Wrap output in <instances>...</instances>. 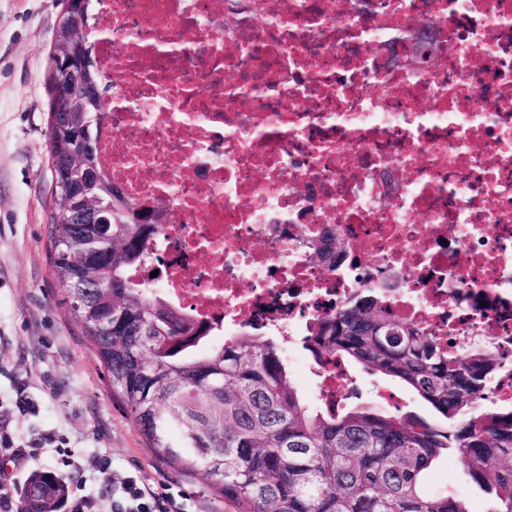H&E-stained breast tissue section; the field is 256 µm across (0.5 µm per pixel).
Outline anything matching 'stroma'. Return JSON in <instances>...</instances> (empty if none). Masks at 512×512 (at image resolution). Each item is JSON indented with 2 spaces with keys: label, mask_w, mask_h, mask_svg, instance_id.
I'll use <instances>...</instances> for the list:
<instances>
[{
  "label": "stroma",
  "mask_w": 512,
  "mask_h": 512,
  "mask_svg": "<svg viewBox=\"0 0 512 512\" xmlns=\"http://www.w3.org/2000/svg\"><path fill=\"white\" fill-rule=\"evenodd\" d=\"M61 0H0V421L17 444L55 435L66 441L95 512H115L121 481L132 477L158 494L175 497L183 512H238L220 487L148 448L124 407L112 397L83 329L69 313L53 272L49 224L55 207L49 166L46 71ZM368 393H396L404 412L435 420L431 407L397 380L363 374ZM34 404L18 412L16 388ZM109 455L108 473L88 466ZM61 474L54 448L34 458L0 457V480L28 479L35 469ZM427 492L488 503L453 458L427 472Z\"/></svg>",
  "instance_id": "obj_1"
}]
</instances>
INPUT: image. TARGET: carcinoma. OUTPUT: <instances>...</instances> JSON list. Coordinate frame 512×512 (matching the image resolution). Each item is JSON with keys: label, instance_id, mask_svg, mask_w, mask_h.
<instances>
[{"label": "carcinoma", "instance_id": "1", "mask_svg": "<svg viewBox=\"0 0 512 512\" xmlns=\"http://www.w3.org/2000/svg\"><path fill=\"white\" fill-rule=\"evenodd\" d=\"M97 96L85 112L48 113V152L60 155L79 130L96 135L108 109L94 66ZM89 163L86 204L111 217L112 237L98 241L96 262L80 243L97 224H49L50 250L68 242L71 256L52 255L62 284L83 276L97 290L69 311L83 327L112 394L150 447L173 462L200 467L242 512H474L468 499L423 491L426 470L452 456L491 499L485 512H512V409L484 411L497 356L483 348L458 352L397 317L383 294L370 291L318 318L303 348L318 363L334 357L395 378L441 417L429 423L363 404L312 409L293 386L276 342L249 333L229 346L201 344L206 327L177 311L132 271L161 234L145 210L130 208L120 189ZM67 486L40 470L25 490L24 512H58Z\"/></svg>", "mask_w": 512, "mask_h": 512}]
</instances>
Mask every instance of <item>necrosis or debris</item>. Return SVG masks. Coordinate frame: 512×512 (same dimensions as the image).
Instances as JSON below:
<instances>
[{"label": "necrosis or debris", "instance_id": "4bbe7bcc", "mask_svg": "<svg viewBox=\"0 0 512 512\" xmlns=\"http://www.w3.org/2000/svg\"><path fill=\"white\" fill-rule=\"evenodd\" d=\"M92 27L99 170L166 197L152 288L209 345L275 336L295 364L369 288L495 351L512 405V0H97Z\"/></svg>", "mask_w": 512, "mask_h": 512}]
</instances>
